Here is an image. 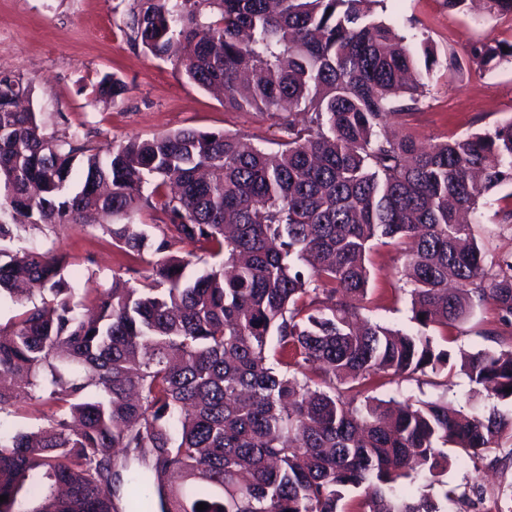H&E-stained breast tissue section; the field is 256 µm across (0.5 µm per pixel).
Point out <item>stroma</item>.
<instances>
[{"label": "stroma", "instance_id": "35a3bbf8", "mask_svg": "<svg viewBox=\"0 0 512 512\" xmlns=\"http://www.w3.org/2000/svg\"><path fill=\"white\" fill-rule=\"evenodd\" d=\"M135 0H0V72L23 77L32 88V106L45 133L59 139L78 136L103 153L133 139H149L184 128L229 131L266 148L283 139L265 114L226 109L215 94L189 82L170 62L153 58L130 39ZM377 15L411 46L429 40L437 49L429 86L417 110L390 132L425 143L476 133L512 120V62L495 68L470 58L480 42L512 44V13L488 11L483 0L452 8L446 0H385ZM106 76L125 83L116 101L97 96ZM512 208V187L491 191L475 217L487 260L512 253V227L500 224L499 210ZM13 253L33 250L64 255L76 295L106 288L124 273L127 256L113 246L97 224L48 226L10 242ZM403 257L392 245H374L369 253L371 319L413 331L410 299L401 278ZM492 305L477 308L448 330L450 350L474 352L492 347L483 332L498 327ZM467 375L454 371L448 385L429 381L391 383L373 389L374 397L399 401L444 397L456 408L473 404L479 412L495 408L512 413V403L472 397ZM445 484L456 500L443 512H468L459 496L472 486L496 491L504 512H512V460L451 462Z\"/></svg>", "mask_w": 512, "mask_h": 512}]
</instances>
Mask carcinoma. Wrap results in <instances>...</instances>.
Wrapping results in <instances>:
<instances>
[{
    "label": "carcinoma",
    "mask_w": 512,
    "mask_h": 512,
    "mask_svg": "<svg viewBox=\"0 0 512 512\" xmlns=\"http://www.w3.org/2000/svg\"><path fill=\"white\" fill-rule=\"evenodd\" d=\"M377 2L143 0L132 15L145 52L274 119L277 150L185 128L102 157L45 133L19 109L29 86L0 76V241L98 217L132 261L156 257L137 287L114 275L88 290L86 318L65 257L0 248V297L32 304L0 330V409L48 407L46 426L0 436V512H442L429 489L447 446L471 458L512 442V415L356 402L378 377L418 382L451 361L434 337L362 315L376 243L403 248L421 327L483 303L512 327V253L486 262L461 220L512 185V120L429 145L388 136L425 82ZM471 57L512 60V44ZM145 207L166 217L154 237L134 221ZM184 243L209 258L196 276L173 254ZM460 361L512 400V349ZM418 477L425 489L403 491Z\"/></svg>",
    "instance_id": "cac0c4a2"
}]
</instances>
